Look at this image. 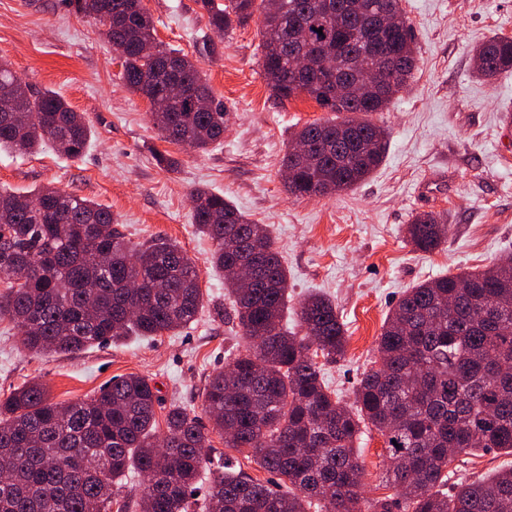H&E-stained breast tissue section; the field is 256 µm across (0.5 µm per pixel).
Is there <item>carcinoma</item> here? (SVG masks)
<instances>
[{"mask_svg":"<svg viewBox=\"0 0 512 512\" xmlns=\"http://www.w3.org/2000/svg\"><path fill=\"white\" fill-rule=\"evenodd\" d=\"M211 29L225 33L260 17L261 69L281 104L306 95L334 117L295 132L282 166L297 198L327 197L365 180L385 158L388 133L370 116L406 87L419 55L402 0H366L397 19L382 38L393 60L385 69L365 55L374 40L369 18L351 0H197ZM75 12L105 27L123 59L122 81L160 110L150 113L169 143L206 152L224 138L229 112L215 102L201 67L157 42L141 0H69ZM322 32H317V29ZM154 45L145 56L141 46ZM297 44L319 63L341 71L362 56L359 76L389 94L330 97L320 75L290 67ZM480 75L512 72V37L495 35L476 51ZM18 82L0 60V96ZM179 83L181 99L167 95ZM93 136L85 116L52 90L14 100L0 112V149L37 152L49 144L68 158L82 156ZM193 223L213 243L211 265L224 275L234 319L246 340L228 370L214 373L202 393L211 428L170 404L158 431L160 398L150 378H115L93 396L59 405L31 381L0 398V512H109L130 471L146 478L138 512H195L200 485L206 512H393L389 498L362 494L356 443L374 428L388 448L385 481L401 490L405 512H512V468L476 482L448 485V452L491 448L512 454V257L488 269L449 274L405 291L387 316L379 363L365 372L346 406L325 384L316 358L345 353V324L333 302L311 294L298 303L303 335L288 330V270L267 225L250 220L222 194L189 192ZM112 212L54 186L31 194L0 190V319L13 321L32 353H77L130 334L153 338L196 320L200 272L182 249L158 237L132 246ZM448 227L418 212L407 241L422 252L446 243ZM252 265V287L237 269ZM226 448H249L264 470L286 480L270 486L236 469L205 476L210 432Z\"/></svg>","mask_w":512,"mask_h":512,"instance_id":"cac0c4a2","label":"carcinoma"}]
</instances>
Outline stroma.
Returning a JSON list of instances; mask_svg holds the SVG:
<instances>
[{
  "instance_id": "obj_1",
  "label": "stroma",
  "mask_w": 512,
  "mask_h": 512,
  "mask_svg": "<svg viewBox=\"0 0 512 512\" xmlns=\"http://www.w3.org/2000/svg\"><path fill=\"white\" fill-rule=\"evenodd\" d=\"M157 38L205 72L229 121L221 143L197 153L161 140L145 100L121 80L104 29L75 14L67 0H0V59L34 90L50 89L84 113L94 134L85 154L51 147L22 155L0 151V187L28 193L56 186L108 207L131 243L156 235L178 243L200 271L202 309L191 325L152 339L129 338L75 354H33L20 331L0 320V396L37 380L53 402L92 396L112 378L149 377L162 403L200 413L209 376L245 346L229 321L224 278L210 264L213 244L192 219L189 191L205 186L267 225L289 277L288 305L329 296L344 322V358L322 361L342 401L377 359L384 322L407 288L446 274L479 271L512 256V73L487 81L475 50L496 34L512 36V0H403L419 50L409 85L373 120L390 144L361 184L332 198H295L283 185L281 159L298 127L329 117L307 96L271 97L260 60L259 25L213 32L197 0H144ZM179 159L161 168L155 152ZM419 211L444 214L448 240L431 253L405 241ZM363 494L396 497L386 483L385 439L366 430L358 443ZM454 479L478 481L512 467L499 451L460 454Z\"/></svg>"
}]
</instances>
